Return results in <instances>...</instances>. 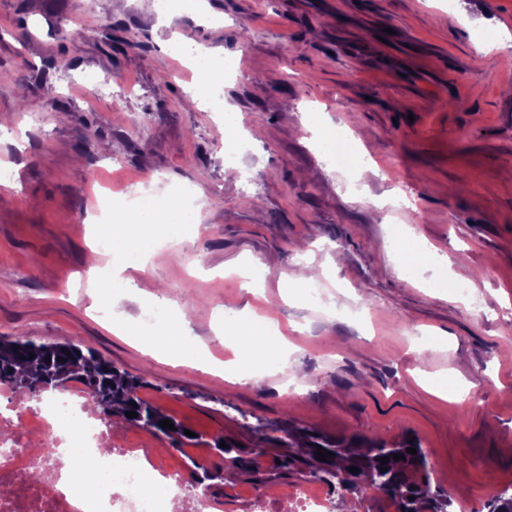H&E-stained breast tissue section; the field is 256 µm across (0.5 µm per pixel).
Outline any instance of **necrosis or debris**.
Instances as JSON below:
<instances>
[{
  "label": "necrosis or debris",
  "mask_w": 512,
  "mask_h": 512,
  "mask_svg": "<svg viewBox=\"0 0 512 512\" xmlns=\"http://www.w3.org/2000/svg\"><path fill=\"white\" fill-rule=\"evenodd\" d=\"M87 401L78 389L34 404L16 394L0 410V512H220L212 491L187 489L151 449L113 447L111 422ZM89 480L91 497L81 492ZM116 480L123 492H113ZM147 483L166 494L145 495Z\"/></svg>",
  "instance_id": "obj_1"
}]
</instances>
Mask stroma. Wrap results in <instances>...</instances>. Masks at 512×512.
<instances>
[{"instance_id":"stroma-1","label":"stroma","mask_w":512,"mask_h":512,"mask_svg":"<svg viewBox=\"0 0 512 512\" xmlns=\"http://www.w3.org/2000/svg\"><path fill=\"white\" fill-rule=\"evenodd\" d=\"M158 16L154 0H0V164L15 184L0 204V336L93 349L188 430L256 461L265 482L214 480L223 512L311 481L276 466L289 434L347 444L369 425L416 440L433 485L489 512L512 494V0H207L203 19ZM203 46L235 63L218 112L184 105L183 52ZM314 108L352 132L360 165L315 150ZM226 110L246 135L231 166ZM160 177L192 192L199 235L178 260L158 247L115 314L139 321L164 284L224 361L213 326L257 313L290 348L266 377L231 384L113 335L87 282L91 261H110L93 252L94 192L119 201ZM397 227L449 260L446 288L428 265L398 274ZM272 256L256 292L224 272ZM307 261L332 268L334 309L284 290ZM444 372L471 398L423 387Z\"/></svg>"}]
</instances>
